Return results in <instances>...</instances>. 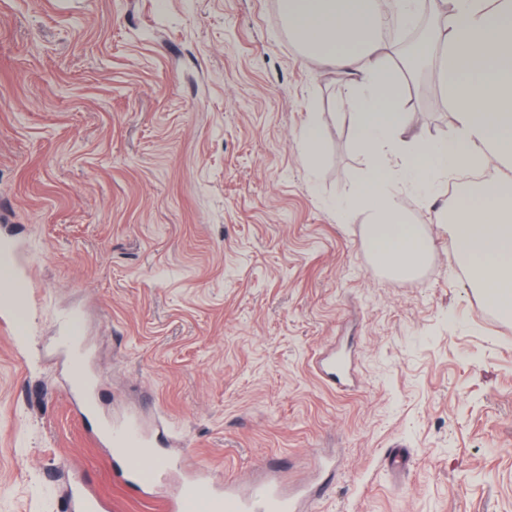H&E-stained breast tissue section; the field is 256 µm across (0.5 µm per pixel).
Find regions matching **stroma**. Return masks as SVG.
<instances>
[{
	"label": "stroma",
	"instance_id": "35a3bbf8",
	"mask_svg": "<svg viewBox=\"0 0 512 512\" xmlns=\"http://www.w3.org/2000/svg\"><path fill=\"white\" fill-rule=\"evenodd\" d=\"M345 81L305 61L278 0H0V246L24 289L22 312L0 303V512H61L77 480L112 512H161L73 410L52 348L73 313L99 414L166 421L165 493L271 459L305 485L331 455L308 512H512V323L414 193L430 262L375 270L339 210L370 163L336 111ZM431 83L404 106L445 138ZM331 347L348 387L314 369Z\"/></svg>",
	"mask_w": 512,
	"mask_h": 512
}]
</instances>
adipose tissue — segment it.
I'll return each mask as SVG.
<instances>
[{
  "mask_svg": "<svg viewBox=\"0 0 512 512\" xmlns=\"http://www.w3.org/2000/svg\"><path fill=\"white\" fill-rule=\"evenodd\" d=\"M280 12L307 62L348 75L337 107L371 158L341 206L364 224L374 264L408 278L429 262L433 243L401 206L418 193L473 288L512 321V0H434L429 59L454 132L426 138L404 109L418 64L392 60L377 32L384 20L418 21L415 0H280ZM483 178L448 200V177Z\"/></svg>",
  "mask_w": 512,
  "mask_h": 512,
  "instance_id": "obj_1",
  "label": "adipose tissue"
}]
</instances>
